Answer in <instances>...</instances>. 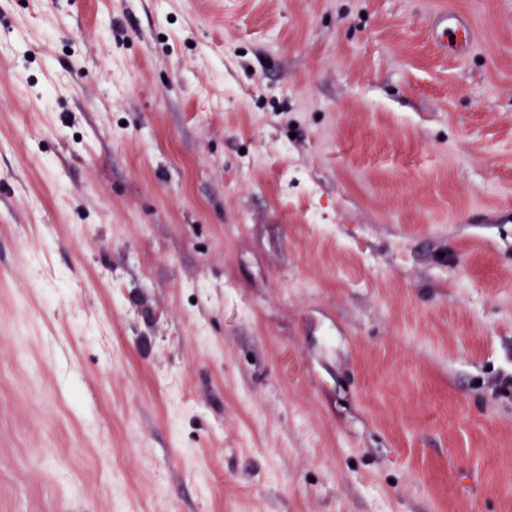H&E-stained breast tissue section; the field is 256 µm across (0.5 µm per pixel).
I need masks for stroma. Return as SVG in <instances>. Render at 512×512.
Masks as SVG:
<instances>
[{
    "instance_id": "35a3bbf8",
    "label": "stroma",
    "mask_w": 512,
    "mask_h": 512,
    "mask_svg": "<svg viewBox=\"0 0 512 512\" xmlns=\"http://www.w3.org/2000/svg\"><path fill=\"white\" fill-rule=\"evenodd\" d=\"M0 512H512V0H0Z\"/></svg>"
}]
</instances>
